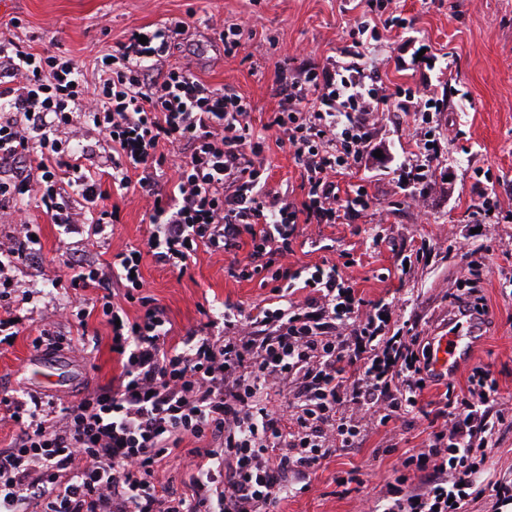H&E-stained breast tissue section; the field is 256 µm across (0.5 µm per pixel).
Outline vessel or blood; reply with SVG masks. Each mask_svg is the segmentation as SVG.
Here are the masks:
<instances>
[{
    "label": "vessel or blood",
    "instance_id": "vessel-or-blood-1",
    "mask_svg": "<svg viewBox=\"0 0 512 512\" xmlns=\"http://www.w3.org/2000/svg\"><path fill=\"white\" fill-rule=\"evenodd\" d=\"M481 316L470 312L449 318L441 336L431 343L429 360L433 373L451 378L469 360L480 331Z\"/></svg>",
    "mask_w": 512,
    "mask_h": 512
}]
</instances>
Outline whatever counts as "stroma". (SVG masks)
<instances>
[{"mask_svg": "<svg viewBox=\"0 0 512 512\" xmlns=\"http://www.w3.org/2000/svg\"><path fill=\"white\" fill-rule=\"evenodd\" d=\"M398 13L448 63V85L436 89L443 111L434 113L440 157L428 192L401 189V168L413 162L414 126L393 113L380 114L379 156H367L336 184H367L366 209L345 224H303L289 261L295 266L343 264V277L368 300L396 298L395 320L416 322L420 335H433L458 301H480L485 319L478 347L461 375L464 391L473 367L489 369L499 385L500 409L512 415V223L491 217L473 232L472 206L480 189L493 182L500 209H512V0H393ZM361 0H0V30L19 19L17 36L32 52L73 59L88 82L93 62L138 28L182 20L189 27L174 47L172 62L190 66L205 83L230 88L250 100L252 122L262 127L277 109L278 68L294 58L322 63L342 58L349 31L362 18ZM243 31L237 53L225 55L222 27ZM271 188L302 200L301 168L289 148L268 140L263 154ZM148 204L130 189L121 222L108 240L66 234L36 205L26 212L42 250L16 270L35 293L21 306L19 333L0 350V390L18 396L36 393L71 404L86 389L106 384L120 371L111 350L112 332L102 316L87 319V342L77 353L34 351L31 337L42 324L58 320L68 298L54 280L70 252L97 263L148 236ZM230 257L198 251L186 272L144 255L147 295L164 307L175 336L196 325L203 311L218 315L225 303L244 307L269 295L258 281L229 276ZM389 432L370 426L363 442L345 448L312 477L309 490L288 496L278 512H364L379 497L400 452L420 447L425 435L417 423L402 425L398 449L387 452ZM358 469L360 483L336 484L338 472Z\"/></svg>", "mask_w": 512, "mask_h": 512, "instance_id": "obj_1", "label": "stroma"}]
</instances>
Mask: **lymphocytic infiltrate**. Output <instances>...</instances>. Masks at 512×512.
<instances>
[{"instance_id":"f902f5d3","label":"lymphocytic infiltrate","mask_w":512,"mask_h":512,"mask_svg":"<svg viewBox=\"0 0 512 512\" xmlns=\"http://www.w3.org/2000/svg\"><path fill=\"white\" fill-rule=\"evenodd\" d=\"M392 0H365L351 29L349 59L301 64L277 91L267 124L301 165V202L268 186L261 156L267 137L251 122L249 100L171 63L188 30L181 21L149 25L99 57L88 84L65 56L27 50L0 36V208L23 213L26 193L66 233L89 225L104 236L119 223V203L104 193L72 136L93 131L109 149L112 185H138L150 198L149 235L111 262L66 260L56 279L79 302L78 330L102 315L112 325L121 371L71 405L31 394L0 395L14 434L0 450V512H275L323 462L383 427L423 414L425 388L441 384L428 367V346L412 323L392 325V302L364 299L338 266L291 269L299 223L339 224L366 207L358 186L340 197L335 176L372 149L379 113L425 120L434 82L446 74L437 53L408 36L393 50L405 84L385 86L362 65L379 26L407 27L387 16ZM182 158L177 182L158 187ZM28 222L0 240V308L12 298L14 272L41 250ZM232 255L231 277L270 286L273 300L221 317L170 343L171 323L145 295L142 253L186 271L198 249ZM245 260H236L239 250ZM140 312L129 316L126 304ZM447 421L429 417L421 448L406 451L385 493L367 512H465L467 501L512 507V480H479L507 417L499 386L484 369L462 395L447 391ZM183 487L164 477L167 467Z\"/></svg>"}]
</instances>
